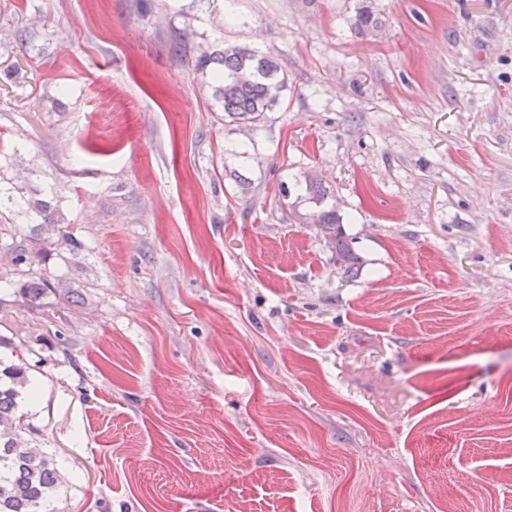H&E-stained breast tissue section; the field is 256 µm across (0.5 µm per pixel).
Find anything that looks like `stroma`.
Returning a JSON list of instances; mask_svg holds the SVG:
<instances>
[{
	"mask_svg": "<svg viewBox=\"0 0 512 512\" xmlns=\"http://www.w3.org/2000/svg\"><path fill=\"white\" fill-rule=\"evenodd\" d=\"M177 40L274 56L278 104L225 124ZM22 171L96 283L0 288L56 512H512V0H0ZM317 227L323 233L327 244L336 253V262L343 274H357L360 270V257L346 237L336 210L323 211L317 215Z\"/></svg>",
	"mask_w": 512,
	"mask_h": 512,
	"instance_id": "obj_1",
	"label": "stroma"
}]
</instances>
